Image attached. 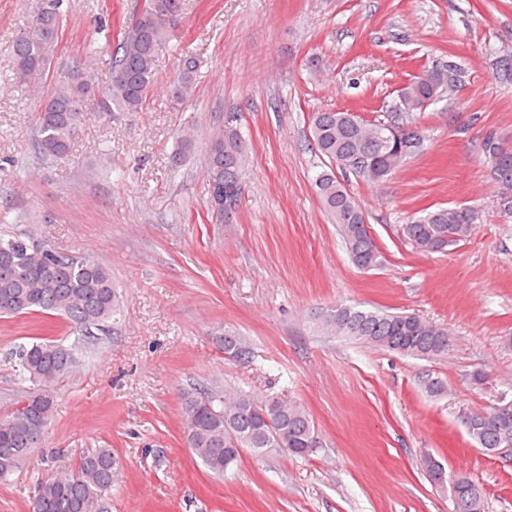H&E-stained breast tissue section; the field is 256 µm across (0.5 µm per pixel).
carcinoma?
Segmentation results:
<instances>
[{"label":"carcinoma","instance_id":"carcinoma-1","mask_svg":"<svg viewBox=\"0 0 512 512\" xmlns=\"http://www.w3.org/2000/svg\"><path fill=\"white\" fill-rule=\"evenodd\" d=\"M64 0H39L28 26L12 44L14 76L20 87L33 73L50 65L49 48L57 42L63 22ZM185 0H144L111 50L110 79L99 88L92 57L66 67L64 79L43 100L37 113L36 151L48 159H62L88 117L87 104L96 100L102 114L138 112L156 82L155 63L183 15ZM177 84L170 102L180 105L197 80L201 59L190 51L180 60ZM448 89V70L433 67L413 76L402 89V116L390 123L354 124L350 113H312L313 145L320 155L345 173L368 181H381L418 155L422 137L408 143L393 130L415 123L414 114L423 100L435 103ZM197 145L195 127L177 133L172 156L178 165ZM206 181L210 199L235 196L248 158V144L239 128L222 127L207 142ZM483 154L490 177L498 188L496 203L501 213L512 217V143L494 132L483 141ZM315 187L324 210L337 224L352 263L365 270L382 264V253L371 236L365 215L334 171L316 176ZM478 211L469 207L438 208L415 216L404 234L422 252H443L469 239L477 228ZM34 235L0 234V316L47 314L59 316L76 327L101 326L116 320L120 312L117 289L109 268L91 256L61 253L44 261L35 248ZM322 330L363 345L406 357L436 359L448 354V331L413 313L367 310L336 305L320 316ZM224 354L242 358L247 340L226 328L215 337ZM19 373L32 384L26 401L0 417V477L14 472L40 442L52 417L51 388L70 374L78 363L76 347L62 339L37 338L15 350ZM182 427L192 455L210 472L222 475L236 465L241 452L260 456L270 448H286L296 456H309L319 447L314 421L299 403L277 397L259 401L243 392L228 394L190 386L181 393ZM477 425L468 433L478 448H495L500 438H512V411L486 418L473 414ZM420 465L439 491L467 499L465 512H485L486 493L476 479L466 474L437 478L440 464L425 453ZM117 461L110 448H93L80 456L70 469L55 470L34 488L35 512H90L98 492L112 486Z\"/></svg>","mask_w":512,"mask_h":512}]
</instances>
